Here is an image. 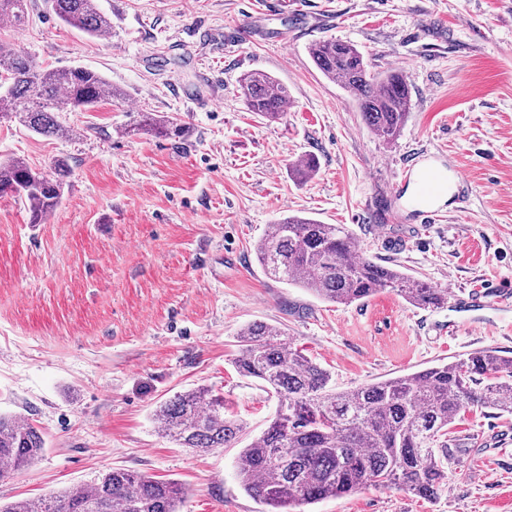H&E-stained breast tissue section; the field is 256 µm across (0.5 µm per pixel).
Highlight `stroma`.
<instances>
[{"label":"stroma","mask_w":512,"mask_h":512,"mask_svg":"<svg viewBox=\"0 0 512 512\" xmlns=\"http://www.w3.org/2000/svg\"><path fill=\"white\" fill-rule=\"evenodd\" d=\"M102 37L30 0L0 43L48 67L81 65L124 89L119 102L66 113L70 136L0 117V159L71 171L57 210L33 224L0 197V413L28 420L46 448L0 479V502L94 483L115 468L182 484L181 512H266L236 461L267 427L274 395L242 376L237 329L261 320L347 390L482 350L512 352V0H97ZM247 38L230 46L234 30ZM289 47H281V31ZM355 44L373 71H402L412 109L387 142L310 45ZM261 70L288 90L285 116L250 112L239 87ZM189 127L182 139L127 135L139 111ZM318 169L298 178L299 156ZM455 181L440 221L411 204V159ZM299 214L342 224L364 255L455 297L421 310L394 292L336 305L268 276L255 249ZM222 391L243 426L208 452L158 433L157 406ZM448 483L425 499L374 487L310 512H512V415L477 410L451 428Z\"/></svg>","instance_id":"35a3bbf8"}]
</instances>
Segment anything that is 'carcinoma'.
Returning a JSON list of instances; mask_svg holds the SVG:
<instances>
[{"mask_svg":"<svg viewBox=\"0 0 512 512\" xmlns=\"http://www.w3.org/2000/svg\"><path fill=\"white\" fill-rule=\"evenodd\" d=\"M28 0H0V18L24 22ZM66 25L92 37L110 30L96 0H51ZM316 68L341 86L366 125L394 140L411 109L400 71L370 70L359 49L345 41L320 40L309 47ZM249 111L268 121L285 115L287 90L271 75L249 72L241 79ZM125 93L100 73L83 66L48 69L0 45V111L43 136H66L64 112H84ZM181 138L185 128L142 112L128 133ZM70 175L55 162L51 175L11 159L0 162V194H11L41 224L59 206ZM266 274L295 284L338 305L367 300L391 290L413 307L433 310L448 304V289L437 288L362 254L341 224H321L291 215L270 225L256 248ZM235 364L278 398L267 429L241 450V487L271 507L269 512H306L305 507L369 486L399 485L426 498L448 479V430L475 408L512 414V356L478 351L421 371L336 391L331 375L295 348L285 329L252 322L238 333ZM163 434L183 448L211 451L232 445L242 427L224 411V396L201 388L175 394L154 411ZM39 428L15 415L0 414V479L41 458ZM184 491L176 483L113 469L96 482L37 500L0 505V512H180Z\"/></svg>","mask_w":512,"mask_h":512,"instance_id":"obj_1","label":"carcinoma"}]
</instances>
